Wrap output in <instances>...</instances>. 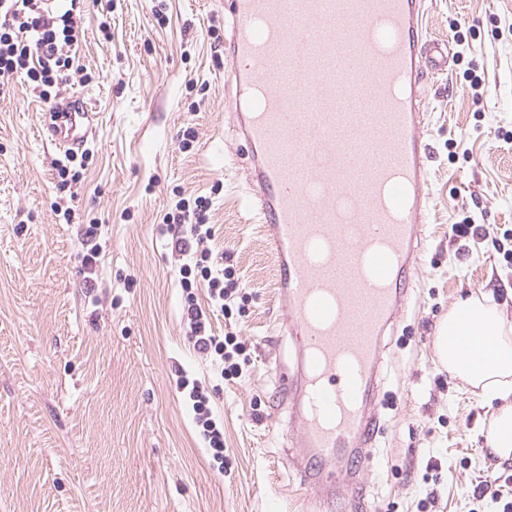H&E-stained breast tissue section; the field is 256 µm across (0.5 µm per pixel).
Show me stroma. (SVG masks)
I'll use <instances>...</instances> for the list:
<instances>
[{
  "instance_id": "obj_1",
  "label": "stroma",
  "mask_w": 512,
  "mask_h": 512,
  "mask_svg": "<svg viewBox=\"0 0 512 512\" xmlns=\"http://www.w3.org/2000/svg\"><path fill=\"white\" fill-rule=\"evenodd\" d=\"M111 12V30L98 25ZM429 37H455L433 81L432 199L418 304L386 336L374 466L353 500L320 501L291 462L277 366L295 364L275 269L241 200L249 163L217 39L224 0H77L85 37L61 96L98 112L80 182L59 188L64 151L44 101L16 78L0 93V512H484L475 490L512 479L488 451L502 403L440 364L434 338L459 298L493 295L512 324V0H428ZM191 147H184V139ZM211 201L215 260L248 297L212 332L245 342L222 379L188 340L164 217ZM100 225L96 288L83 239ZM467 224L468 236L451 225ZM200 380L224 420V468L203 448L177 386ZM436 458L437 469L426 467ZM437 491L436 501L426 498Z\"/></svg>"
}]
</instances>
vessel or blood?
<instances>
[{"instance_id": "1", "label": "vessel or blood", "mask_w": 512, "mask_h": 512, "mask_svg": "<svg viewBox=\"0 0 512 512\" xmlns=\"http://www.w3.org/2000/svg\"><path fill=\"white\" fill-rule=\"evenodd\" d=\"M224 54L251 150L245 199L276 266L281 332L296 369L277 371L296 469L320 498L368 465L382 338L412 305L431 218L423 110L449 43L428 38L423 0H225ZM97 120L67 97L46 130L65 151Z\"/></svg>"}]
</instances>
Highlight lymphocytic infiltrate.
<instances>
[{
  "label": "lymphocytic infiltrate",
  "mask_w": 512,
  "mask_h": 512,
  "mask_svg": "<svg viewBox=\"0 0 512 512\" xmlns=\"http://www.w3.org/2000/svg\"><path fill=\"white\" fill-rule=\"evenodd\" d=\"M82 26L67 0H0V80L23 78L39 90L46 104L55 105L60 86L74 69L73 46L82 37ZM176 214L167 225L173 251L179 253V283L184 296V316L189 341L216 363L222 378H238L247 361V348L234 334L211 333L206 310L197 301L206 290L213 309L231 314L232 303L242 294L239 275L233 267H217L211 261L208 243L215 235L209 222L210 202L199 196L194 202L175 205ZM188 410L216 462L224 460V422L212 409L210 393L198 380L181 377Z\"/></svg>",
  "instance_id": "1"
}]
</instances>
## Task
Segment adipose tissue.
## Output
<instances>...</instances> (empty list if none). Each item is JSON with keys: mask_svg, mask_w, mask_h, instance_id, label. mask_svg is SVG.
I'll return each mask as SVG.
<instances>
[{"mask_svg": "<svg viewBox=\"0 0 512 512\" xmlns=\"http://www.w3.org/2000/svg\"><path fill=\"white\" fill-rule=\"evenodd\" d=\"M442 365L487 394H512V330L490 298L460 301L436 330Z\"/></svg>", "mask_w": 512, "mask_h": 512, "instance_id": "obj_1", "label": "adipose tissue"}]
</instances>
